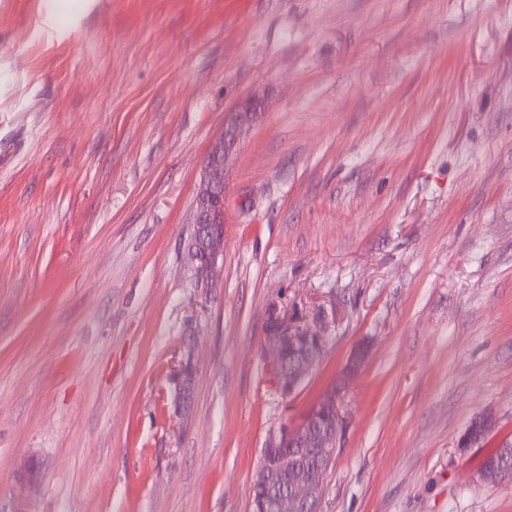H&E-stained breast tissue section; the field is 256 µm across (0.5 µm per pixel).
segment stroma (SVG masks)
Returning a JSON list of instances; mask_svg holds the SVG:
<instances>
[{
    "label": "stroma",
    "instance_id": "1",
    "mask_svg": "<svg viewBox=\"0 0 512 512\" xmlns=\"http://www.w3.org/2000/svg\"><path fill=\"white\" fill-rule=\"evenodd\" d=\"M275 308L328 338L287 398ZM341 380L320 512H512L478 477L512 442V0H0V512H251ZM255 103L246 100L230 112L224 129L214 139L205 158L200 188L193 205L192 239L204 242V254L188 244L197 287L209 288L222 272L224 257V179L229 152L253 122ZM203 204L205 207L203 208Z\"/></svg>",
    "mask_w": 512,
    "mask_h": 512
}]
</instances>
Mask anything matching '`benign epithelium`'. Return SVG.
Here are the masks:
<instances>
[{
  "label": "benign epithelium",
  "instance_id": "benign-epithelium-1",
  "mask_svg": "<svg viewBox=\"0 0 512 512\" xmlns=\"http://www.w3.org/2000/svg\"><path fill=\"white\" fill-rule=\"evenodd\" d=\"M255 103L246 100L228 114L224 129L214 139L205 158L200 188L193 205V240L204 242L199 250L193 242L188 244V253L193 264L196 286L210 287L222 272L224 257V179L229 152L253 122ZM299 343L307 349L296 364L288 366L282 356L283 345ZM326 340L320 333L307 327L295 325L285 315L272 317L263 338V348L272 352L271 373L280 394L288 397L295 393L320 363L325 352ZM342 387H333L315 408L327 417L324 424H310L297 429H283L273 436V441L306 449L318 457L321 468L311 478L296 479L288 494L276 499L275 512H319L324 494L322 474L332 462L337 445L345 431L346 420L342 413ZM293 469L288 449H283L273 465L263 466L260 476L268 484L288 479Z\"/></svg>",
  "mask_w": 512,
  "mask_h": 512
}]
</instances>
